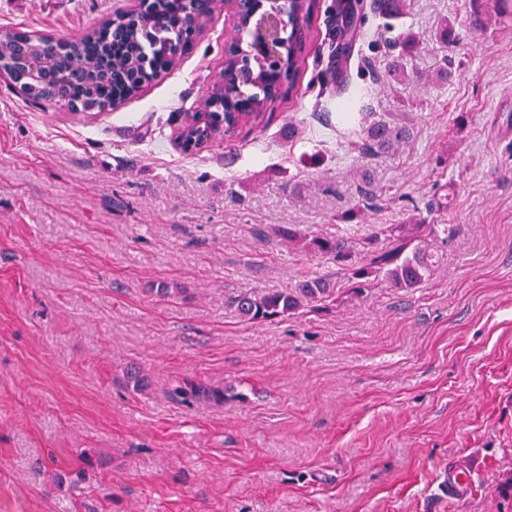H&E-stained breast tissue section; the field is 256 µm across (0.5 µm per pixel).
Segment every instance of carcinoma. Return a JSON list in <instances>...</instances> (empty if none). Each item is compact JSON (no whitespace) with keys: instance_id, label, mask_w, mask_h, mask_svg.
<instances>
[{"instance_id":"1","label":"carcinoma","mask_w":512,"mask_h":512,"mask_svg":"<svg viewBox=\"0 0 512 512\" xmlns=\"http://www.w3.org/2000/svg\"><path fill=\"white\" fill-rule=\"evenodd\" d=\"M302 14L298 26L297 40L293 48L292 66L300 69L303 62V46L310 34V5L304 0L296 3ZM402 0H375V10L389 18L403 14ZM182 0H158L154 13L165 30H174V22L184 16ZM395 45L400 53L392 57L388 75L400 81L412 82L403 61L417 49L419 41L410 31L402 32ZM45 52L53 59L55 71L61 75L72 73L73 64L90 68L94 79L77 87L82 98L81 110L103 112L112 108L115 99L125 100L138 92L136 82L119 81L112 76L122 71L127 76L141 72L144 53L138 44L134 29L122 18H109L83 33L77 39L62 44L48 45ZM271 91L254 99L237 115L238 126L254 124L262 120L266 112L274 110L280 103L276 81L268 80ZM412 129L396 122L373 120L364 129L363 150L367 153L392 151L411 138ZM455 233L449 224H389L373 227L365 235L354 238L336 234L309 235L293 225H280L276 234L293 247L304 252L326 257L341 266L343 282L353 290H362L378 282L391 288L410 290L417 288L429 276L434 264L433 244L446 243ZM336 280L330 277L304 279L289 291L266 292L264 294L243 293L235 299L238 313L252 322H267L290 316L304 308L326 307L336 302ZM176 398H204L217 403L224 401V390L193 382L172 389Z\"/></svg>"}]
</instances>
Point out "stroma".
<instances>
[{"label": "stroma", "mask_w": 512, "mask_h": 512, "mask_svg": "<svg viewBox=\"0 0 512 512\" xmlns=\"http://www.w3.org/2000/svg\"><path fill=\"white\" fill-rule=\"evenodd\" d=\"M407 2L399 24L423 45L409 69L446 56L451 83L387 81L373 0L350 20L316 0L271 120L193 155L178 118L222 67L230 12L109 112L32 103L0 74V512H512V9L474 30L492 0ZM131 4L0 0V31L72 38ZM372 117L412 141L360 153ZM354 208L364 228L456 233L411 291L237 314L240 293L337 271L278 226L329 232ZM186 381L223 402L171 399ZM453 463L471 482L452 498Z\"/></svg>", "instance_id": "stroma-1"}]
</instances>
